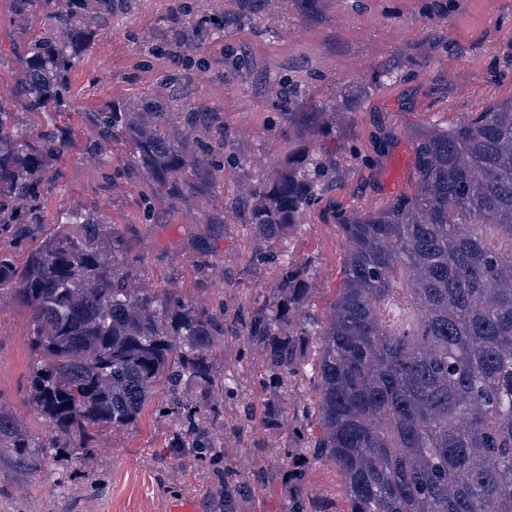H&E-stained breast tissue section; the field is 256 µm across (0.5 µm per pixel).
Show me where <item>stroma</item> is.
Masks as SVG:
<instances>
[{"instance_id": "obj_1", "label": "stroma", "mask_w": 512, "mask_h": 512, "mask_svg": "<svg viewBox=\"0 0 512 512\" xmlns=\"http://www.w3.org/2000/svg\"><path fill=\"white\" fill-rule=\"evenodd\" d=\"M180 0H133L92 38L70 75L71 109L42 115L69 146L42 200V234L60 210L77 207L125 239L138 283L223 311L220 372L242 389L265 391L280 426L234 432L216 424L212 448L180 447L179 417L156 403L132 425L100 430L91 447L65 440L28 395L39 358L27 311L0 296V406L27 428L25 456L0 448V512H165L191 495L200 512H224V479L248 472L257 512H288L302 482L318 512H332L336 470L315 462L288 478L296 413L315 395L307 381L263 384V355L243 334L249 312L269 296L270 263L245 245L248 207L239 188L270 177L307 138L287 136L285 111L336 115V177L318 204L274 242L275 257L309 272V304L326 312L342 277L345 243L338 211L365 212L415 188L410 131L474 117L512 95V0H222L209 11L199 57L206 73L151 52ZM189 82V100L224 114V189L160 201L125 145L91 155L86 114L113 101Z\"/></svg>"}]
</instances>
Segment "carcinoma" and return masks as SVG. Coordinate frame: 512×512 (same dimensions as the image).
Listing matches in <instances>:
<instances>
[{
  "label": "carcinoma",
  "mask_w": 512,
  "mask_h": 512,
  "mask_svg": "<svg viewBox=\"0 0 512 512\" xmlns=\"http://www.w3.org/2000/svg\"><path fill=\"white\" fill-rule=\"evenodd\" d=\"M126 0H12L29 26L16 40L23 73L15 97L26 112L70 108V73ZM212 0H182L180 23L159 49L198 52L196 28ZM0 102V227L17 239L40 223V191L67 149L58 129H22ZM300 119L310 145L246 190L251 252L266 248L319 199L336 171V123ZM91 151L122 140L153 187L171 197L224 187V113L180 91L143 103L112 102L90 126ZM415 190L367 212H340L346 257L326 315L309 308L308 273L279 262L266 302L245 336L262 345L276 378L300 376L317 348L318 394L305 410L319 432L292 430L301 450L336 467L340 512H512V96L467 122L414 133ZM29 312L40 357L30 398L52 430L91 447L95 430L137 421L160 385L170 405L189 384L197 400L181 435L208 448L202 421L223 419L212 403L228 377L215 367L224 319L169 290L140 288L124 239L77 208L18 264L0 248V294ZM243 412L251 428L277 424L259 396ZM30 442L0 409V448L22 456ZM247 477L224 483V512H251ZM288 512H313L296 486Z\"/></svg>",
  "instance_id": "cac0c4a2"
}]
</instances>
